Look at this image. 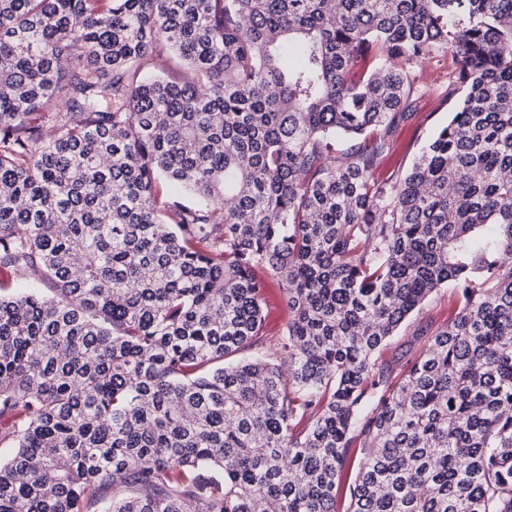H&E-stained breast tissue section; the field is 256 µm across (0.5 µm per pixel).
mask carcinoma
<instances>
[{"mask_svg": "<svg viewBox=\"0 0 512 512\" xmlns=\"http://www.w3.org/2000/svg\"><path fill=\"white\" fill-rule=\"evenodd\" d=\"M511 255L512 0H0V512H512ZM415 69L428 89L421 98L418 112L398 130L392 153L381 160L378 168L381 179L404 172L435 132L448 123L450 112L459 102L458 95L448 98L442 93L454 80L448 54H439ZM262 305L267 315L266 334L277 339L282 336L291 313L283 293L275 281L267 280V287L262 294ZM449 290L441 289L427 301L419 311L412 314L407 324L401 328L397 336L388 341L384 355L388 359L398 361L401 366L412 364L427 340L426 336H413L419 325H431V331L448 318Z\"/></svg>", "mask_w": 512, "mask_h": 512, "instance_id": "carcinoma-1", "label": "carcinoma"}]
</instances>
